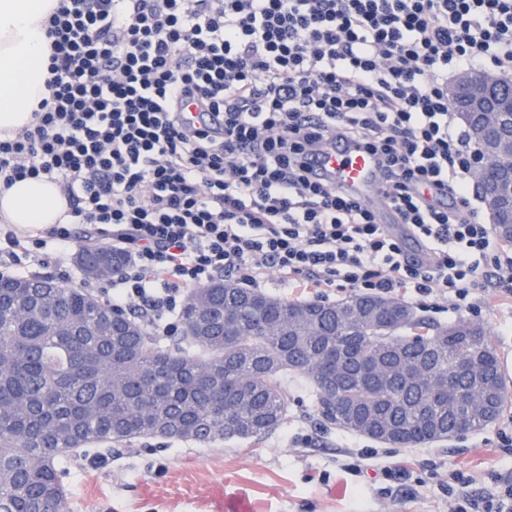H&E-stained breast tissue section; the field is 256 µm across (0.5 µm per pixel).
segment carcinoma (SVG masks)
I'll return each instance as SVG.
<instances>
[{
  "mask_svg": "<svg viewBox=\"0 0 512 512\" xmlns=\"http://www.w3.org/2000/svg\"><path fill=\"white\" fill-rule=\"evenodd\" d=\"M459 119L481 146L482 113ZM74 262L110 280L127 259L83 246ZM180 324L163 343L84 288L0 275V512H67L75 448L257 444L288 421L290 379L325 423L400 447L480 429L508 404L482 324L429 322L395 298L288 301L218 278L186 297Z\"/></svg>",
  "mask_w": 512,
  "mask_h": 512,
  "instance_id": "obj_1",
  "label": "carcinoma"
}]
</instances>
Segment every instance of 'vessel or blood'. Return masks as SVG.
<instances>
[{
    "instance_id": "obj_1",
    "label": "vessel or blood",
    "mask_w": 512,
    "mask_h": 512,
    "mask_svg": "<svg viewBox=\"0 0 512 512\" xmlns=\"http://www.w3.org/2000/svg\"><path fill=\"white\" fill-rule=\"evenodd\" d=\"M312 164L317 169L335 171L337 183L356 187L363 202L379 214L381 223H396L394 208L383 202L378 193L372 159L361 148L340 141L331 142L313 158Z\"/></svg>"
}]
</instances>
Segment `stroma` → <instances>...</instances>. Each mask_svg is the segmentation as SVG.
<instances>
[{
  "label": "stroma",
  "instance_id": "35a3bbf8",
  "mask_svg": "<svg viewBox=\"0 0 512 512\" xmlns=\"http://www.w3.org/2000/svg\"><path fill=\"white\" fill-rule=\"evenodd\" d=\"M40 275L83 285L105 298L109 283L83 284L73 255L47 245ZM417 315L481 323L498 349L512 394V301L483 290L472 310L454 312L436 295L408 293ZM288 424L261 443H173L152 437L87 449L62 483L67 512H454L455 498L512 482V458L498 446L512 431V405L496 420L447 441L399 448L322 425L305 387L288 383ZM464 473L454 495L449 471Z\"/></svg>",
  "mask_w": 512,
  "mask_h": 512
}]
</instances>
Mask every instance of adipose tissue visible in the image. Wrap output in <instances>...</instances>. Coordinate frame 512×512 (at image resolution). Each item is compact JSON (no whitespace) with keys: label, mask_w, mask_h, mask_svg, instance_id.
I'll return each instance as SVG.
<instances>
[{"label":"adipose tissue","mask_w":512,"mask_h":512,"mask_svg":"<svg viewBox=\"0 0 512 512\" xmlns=\"http://www.w3.org/2000/svg\"><path fill=\"white\" fill-rule=\"evenodd\" d=\"M56 0H0V131L28 126L48 65L44 21ZM67 203L53 181L23 180L0 188V216L20 229L63 219Z\"/></svg>","instance_id":"adipose-tissue-1"}]
</instances>
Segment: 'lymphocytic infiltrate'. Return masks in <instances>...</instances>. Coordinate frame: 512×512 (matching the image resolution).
I'll use <instances>...</instances> for the list:
<instances>
[{
	"mask_svg": "<svg viewBox=\"0 0 512 512\" xmlns=\"http://www.w3.org/2000/svg\"><path fill=\"white\" fill-rule=\"evenodd\" d=\"M47 37V94L0 138V187L55 181L69 221L0 226L10 265L83 225L131 258L113 308H141L158 336L185 288L222 275L435 292L456 310L477 288L512 299V254L482 222L477 149L448 107L449 74L512 73V0H58ZM330 138L373 156L426 259L312 175Z\"/></svg>",
	"mask_w": 512,
	"mask_h": 512,
	"instance_id": "lymphocytic-infiltrate-1",
	"label": "lymphocytic infiltrate"
}]
</instances>
